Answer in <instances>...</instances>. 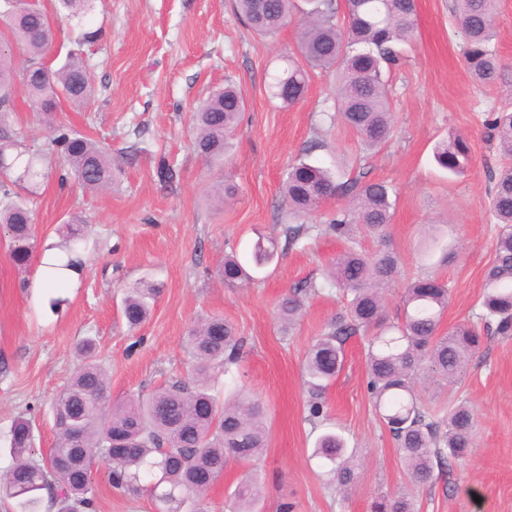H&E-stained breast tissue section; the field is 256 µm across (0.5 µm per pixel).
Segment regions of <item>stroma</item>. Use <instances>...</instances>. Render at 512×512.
Masks as SVG:
<instances>
[{"mask_svg": "<svg viewBox=\"0 0 512 512\" xmlns=\"http://www.w3.org/2000/svg\"><path fill=\"white\" fill-rule=\"evenodd\" d=\"M43 4L57 24L50 66H60L79 33H100L83 48L94 97L85 108L63 105L60 119L126 161L111 191L91 193L72 181L60 184L63 162L54 160L34 198L39 243L58 241V227L75 213L91 229L80 285L60 289L59 310L22 285L0 241V467L10 461L7 435L16 416L30 420L36 453L54 446L52 403L79 364L80 339H95L118 402L188 377L192 359L184 337L198 318L216 314L247 341L234 381L266 409L268 447L258 463L264 512H277L283 502L293 512H369L376 495H396L408 484L405 466L367 393L359 339L349 341L344 367L325 394L323 422L358 456L361 476L351 494L327 488L311 456L320 429L306 419L303 365L342 308L341 298L308 297L289 335L277 322L281 297L321 281L344 242L328 236L280 246L278 259L253 270L240 288L226 287L218 274L224 256L247 261L258 238L281 237L289 221L283 179L314 140L326 143L314 154L326 167L346 163L358 150L356 135L328 119L336 92L326 75L313 73L295 106L271 97V75L296 50L295 24L262 38L241 21L233 0H92L73 15L59 0ZM417 12L415 40L389 78L392 135L365 170L390 184L396 200L386 244L399 255L405 278L386 296L387 319L401 317L406 277L433 273L451 290L448 326L474 318L494 257L488 172L502 157L485 121L512 107V0H499L504 71L488 87L477 85L465 65L454 0H417ZM228 81L241 89L246 108L234 154L224 166L210 167L192 150V115L211 89ZM13 96L10 123L28 144H43L50 131L23 83ZM454 132L468 135L473 151L471 172L459 177L433 157L437 143ZM162 159L177 173L172 181L157 176ZM228 178L238 192L223 202L219 190ZM145 278L161 292L151 316L132 331L122 316L123 293ZM460 393L478 413L474 448L433 488L416 490L419 510L512 512V336L492 338L475 355ZM93 486L95 512H156L148 495L110 489L105 470L94 473Z\"/></svg>", "mask_w": 512, "mask_h": 512, "instance_id": "35a3bbf8", "label": "stroma"}]
</instances>
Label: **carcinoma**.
<instances>
[{"mask_svg": "<svg viewBox=\"0 0 512 512\" xmlns=\"http://www.w3.org/2000/svg\"><path fill=\"white\" fill-rule=\"evenodd\" d=\"M313 7L299 23L297 51L304 61L288 60L273 77L271 95L285 107L299 103L308 90V69H320L336 80V118L357 136L363 150L381 147L391 132V104L387 71L401 59V45L413 40L417 29L416 0H343L344 22L338 23L337 0H309ZM463 33L462 55L473 79L486 86L501 76L495 49L498 0H455ZM294 0H236V8L257 35L274 37L292 19ZM0 25L9 35L0 43V229L4 231L15 268L28 272L38 231L32 211L20 194L33 196L47 176L53 158L63 161L67 176L83 189L104 192L112 188L118 159L99 142L57 120L62 102L84 107L92 100L94 83L79 46L64 64L51 69L43 62L55 29L42 2L16 11L10 0H0ZM25 57L42 77L27 83L31 102L53 129L41 149L28 147L23 136L7 128L14 112L13 85L18 79L15 52ZM245 99L233 84L209 93L194 115L195 153L208 165L224 160L232 148ZM491 137L500 154L512 159V109L489 120ZM325 147L315 141L305 156L292 164L283 182L289 213H315L328 199L346 198L323 224H288L285 241L294 246L311 236H334L345 249L329 263L322 283H309L317 294L334 289L344 306L309 349L304 375L309 399L308 420L324 418V394L341 372L345 344L353 336L364 342L366 388L380 420L397 445L411 489L397 496L380 494L370 512H417L414 488L433 486L451 463L466 459L474 445L477 414L458 398L446 406L423 401L432 388H460L471 358L486 335H512V166H504L490 192V210L497 224L495 259L486 270L478 300L477 321L462 320L442 329L448 309V284L421 275L404 289L402 322H386L387 292L402 276L396 252L366 253L365 236L384 238L393 217L392 188L366 179L362 172L346 177L312 159ZM437 164L451 175L472 170L469 138L454 134L435 147ZM62 244L64 269H82L80 244L88 224L79 214L70 216ZM274 238L258 240L253 259L261 265L277 255ZM224 284L238 287L251 279L235 255L220 267ZM159 289L147 280L123 298V315L131 328L150 316ZM304 307L302 290L279 302L281 331H289ZM187 348L193 360L191 374L159 387L150 395L131 396L109 403L110 380L96 361V343L81 341L76 348L80 364L53 401L56 443L40 460L33 456L30 421L16 417L9 432L11 463L0 473V497L14 500L19 512H94L95 489L91 470L107 466L112 489L147 492L162 512H208L207 496L224 476L227 463L253 464L268 447L269 430L259 400L234 390L217 400L219 373L233 374L244 358V338L221 316L200 319L189 331ZM212 406V411L204 407ZM313 454L320 459L329 484L345 492L359 478L355 454L344 438L326 431ZM262 482L256 471L245 472L231 494L229 512H262Z\"/></svg>", "mask_w": 512, "mask_h": 512, "instance_id": "1", "label": "carcinoma"}]
</instances>
